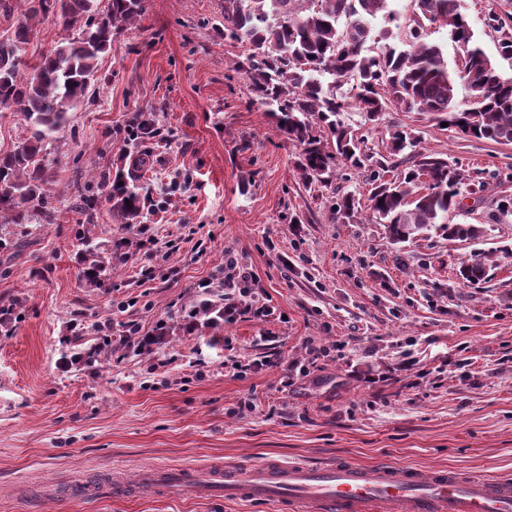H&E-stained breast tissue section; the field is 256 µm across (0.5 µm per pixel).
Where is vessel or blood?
<instances>
[{"label": "vessel or blood", "mask_w": 512, "mask_h": 512, "mask_svg": "<svg viewBox=\"0 0 512 512\" xmlns=\"http://www.w3.org/2000/svg\"><path fill=\"white\" fill-rule=\"evenodd\" d=\"M179 486L228 501L278 503L298 512H512V478L467 476L452 467L431 470L387 461L359 464L215 462L197 470L152 468L134 480L116 477L125 496Z\"/></svg>", "instance_id": "obj_1"}]
</instances>
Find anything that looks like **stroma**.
Listing matches in <instances>:
<instances>
[{
    "label": "stroma",
    "instance_id": "stroma-1",
    "mask_svg": "<svg viewBox=\"0 0 512 512\" xmlns=\"http://www.w3.org/2000/svg\"><path fill=\"white\" fill-rule=\"evenodd\" d=\"M119 32L97 79L52 143L46 187L52 221L11 227L22 246L0 253V306H13L0 335V512H283L178 487L117 497L112 477L144 470L265 459L357 463L387 459L430 470L512 475V144L442 130L428 116L393 107L378 119L352 115L364 165L333 185L304 186L298 145L253 100L236 62L246 44L224 38V0H143ZM475 38L499 58L490 12L512 0H461ZM154 112L155 136L137 153L151 164L139 182L137 224L113 219L99 176L121 159L132 112ZM420 150L486 182L452 224L483 236L457 242L431 230L401 244L366 214L341 223L338 191L367 200L378 162L390 174L395 128ZM94 197L89 231L111 248L104 288L78 278L77 188ZM476 252L492 253L486 282L456 273ZM252 268L249 295L268 318L241 314L187 334L185 318L224 288L226 261ZM88 338L126 337L94 367L59 362L72 324ZM166 325L152 353L140 337ZM326 348L312 359L310 346ZM251 364L246 375L226 362Z\"/></svg>",
    "mask_w": 512,
    "mask_h": 512
}]
</instances>
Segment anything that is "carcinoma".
Here are the masks:
<instances>
[{
	"instance_id": "carcinoma-1",
	"label": "carcinoma",
	"mask_w": 512,
	"mask_h": 512,
	"mask_svg": "<svg viewBox=\"0 0 512 512\" xmlns=\"http://www.w3.org/2000/svg\"><path fill=\"white\" fill-rule=\"evenodd\" d=\"M405 23L403 48L386 43L390 29L375 30L371 20L382 15L396 24L388 0H224V39L251 45L241 65L251 93L276 119L285 139L301 147L296 168L302 184H328L339 168L362 166V141L353 134L349 114L374 118L391 106L447 123L456 132L495 143H512V78L498 75L495 63L480 44L461 10L460 0H412ZM21 18L12 37L0 39V111L24 115L30 136L9 152H0V224H27L40 215L51 219L45 185L52 177L48 145L67 123L68 112L86 96L96 80L98 63L111 48L114 35L136 20L142 0H108L106 11L97 0H17ZM50 17L77 35L56 42L39 55L32 71L20 69L23 45L32 25ZM444 28L459 50L454 72L442 46L425 38L428 27ZM488 26L499 33V49L512 56V29L497 13ZM465 87L464 97L458 85ZM154 133L153 112L132 113L126 134L135 142ZM416 144V136L400 128L390 136L398 154ZM428 179V192L419 184ZM132 173L116 168L103 176L112 217L138 224L144 200ZM465 175L448 160L433 154L412 157V166L395 178L375 177L368 196L370 220L386 229L395 244L436 229L455 241L475 240L476 224H450L448 213L461 208ZM359 199L336 196L339 218L353 220ZM78 276L90 288H102L112 277V250L84 231L77 237ZM490 256L479 254L461 262L457 278L465 286L484 281ZM189 328L224 322V298L206 299L188 314ZM112 350V337L62 352L64 366L94 365Z\"/></svg>"
}]
</instances>
